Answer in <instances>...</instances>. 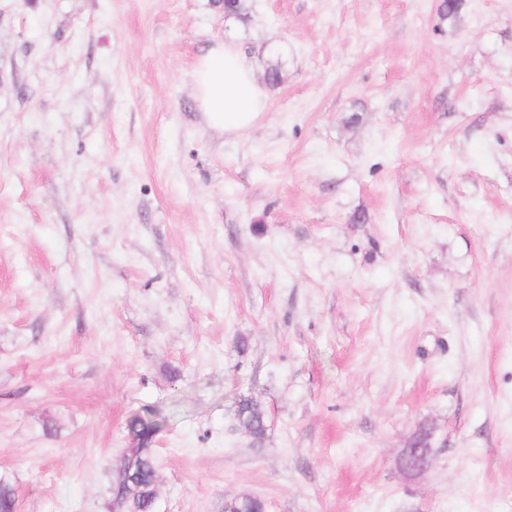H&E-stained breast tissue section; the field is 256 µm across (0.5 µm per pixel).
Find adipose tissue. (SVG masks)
Segmentation results:
<instances>
[{
    "instance_id": "ef3b65f1",
    "label": "adipose tissue",
    "mask_w": 512,
    "mask_h": 512,
    "mask_svg": "<svg viewBox=\"0 0 512 512\" xmlns=\"http://www.w3.org/2000/svg\"><path fill=\"white\" fill-rule=\"evenodd\" d=\"M192 87L209 126L225 133L249 130L267 107L264 90L232 42L215 43L197 59Z\"/></svg>"
}]
</instances>
